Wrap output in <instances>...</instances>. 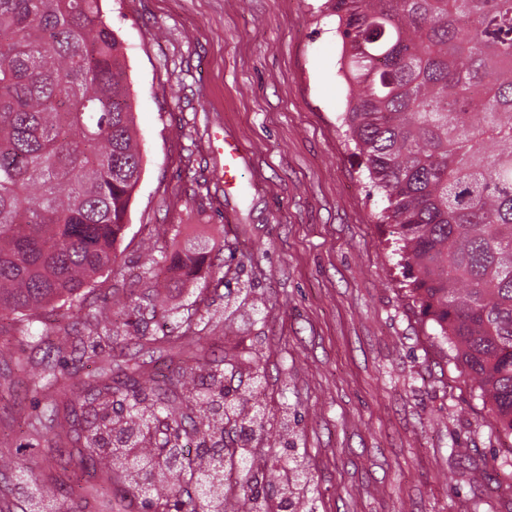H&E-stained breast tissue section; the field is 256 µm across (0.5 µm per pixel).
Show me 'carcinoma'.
Instances as JSON below:
<instances>
[{
  "label": "carcinoma",
  "mask_w": 512,
  "mask_h": 512,
  "mask_svg": "<svg viewBox=\"0 0 512 512\" xmlns=\"http://www.w3.org/2000/svg\"><path fill=\"white\" fill-rule=\"evenodd\" d=\"M102 0H0V317L27 327L40 311L69 304L88 334L45 330L57 353L88 361L120 335L111 316L84 304L106 271L121 273L117 249L141 175L122 44ZM341 42L348 90L344 135L385 200L380 221L398 243L408 298L434 339L490 404L495 430L512 440V0H324ZM207 261L197 250L142 263L173 272L180 288ZM121 310L153 319L145 294ZM231 303L175 313V335L141 336L187 354L163 384L101 373L66 395L58 362L33 376L51 398L28 426L80 427L68 480L89 499L123 488L162 486L148 512H220L243 498L245 512H297L304 469L281 466L285 494L267 503L251 475L250 443L263 430L262 375L239 397L226 389V357L197 351L203 334L234 325ZM249 474L242 494L234 477ZM20 495L29 512H56L47 484L5 481L0 512Z\"/></svg>",
  "instance_id": "1"
}]
</instances>
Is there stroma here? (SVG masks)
<instances>
[{"instance_id": "obj_1", "label": "stroma", "mask_w": 512, "mask_h": 512, "mask_svg": "<svg viewBox=\"0 0 512 512\" xmlns=\"http://www.w3.org/2000/svg\"><path fill=\"white\" fill-rule=\"evenodd\" d=\"M322 0H102L125 47L135 128L143 155L118 262L100 274L93 308L143 293V248L209 252L205 278L155 291L160 309H202L225 271L230 290H251L232 330L216 328L215 353L234 358V378L263 376L267 428L251 443L273 469L288 441L310 485L299 512H512V469L495 420L454 363L429 339L401 289L395 246L378 224L384 206L358 166L339 117L348 91L338 74L336 19ZM244 161L236 191L220 173L223 137ZM98 362L68 364L81 391L98 369L122 378L136 359L161 376L170 354L128 326ZM0 456L56 487L61 512H119L69 495L54 434L27 420L48 392L31 368L53 339L23 340L0 319Z\"/></svg>"}]
</instances>
